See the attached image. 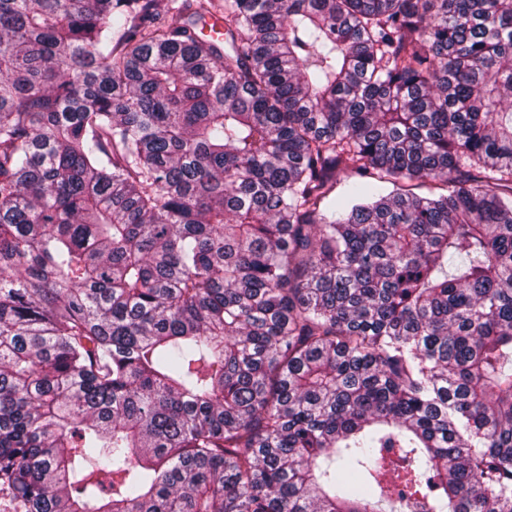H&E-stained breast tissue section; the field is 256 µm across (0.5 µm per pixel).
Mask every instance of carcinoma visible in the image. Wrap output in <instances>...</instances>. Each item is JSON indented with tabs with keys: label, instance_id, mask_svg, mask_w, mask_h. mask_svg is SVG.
I'll return each mask as SVG.
<instances>
[{
	"label": "carcinoma",
	"instance_id": "carcinoma-1",
	"mask_svg": "<svg viewBox=\"0 0 512 512\" xmlns=\"http://www.w3.org/2000/svg\"><path fill=\"white\" fill-rule=\"evenodd\" d=\"M508 192L512 0H0L3 510L512 512ZM439 187L443 186L438 181L420 184L417 181L400 180L395 185L386 184L384 187V194L406 191L414 192L419 195H429L431 192L438 194L439 192H442V190L438 189Z\"/></svg>",
	"mask_w": 512,
	"mask_h": 512
}]
</instances>
